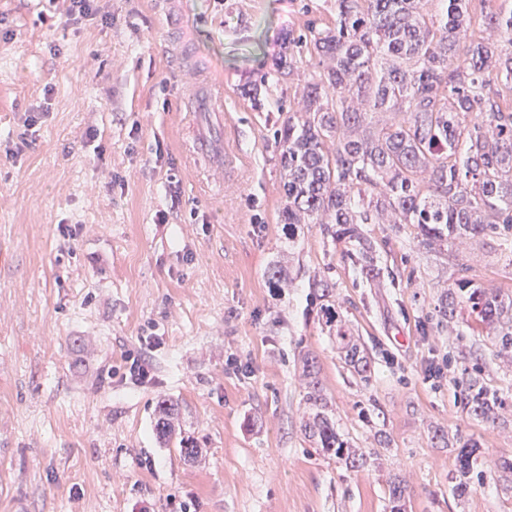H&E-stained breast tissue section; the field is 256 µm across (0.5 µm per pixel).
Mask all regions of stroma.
<instances>
[{"mask_svg": "<svg viewBox=\"0 0 512 512\" xmlns=\"http://www.w3.org/2000/svg\"><path fill=\"white\" fill-rule=\"evenodd\" d=\"M67 6L0 0V512H168L172 498L191 512H391V477L407 488L404 512H512L500 468L512 362L468 315L439 313L463 274L512 296L498 238L435 252L413 225H366L373 286L318 225L293 246L282 234L273 132L298 109L307 65L277 70L288 36L331 23L334 0H97L99 18L76 23ZM202 77L223 84V118L193 110ZM194 130L232 139L235 183L217 185L214 158L190 152ZM23 132L32 146L9 155ZM78 224L67 244L62 226ZM286 249L295 283L283 292L264 271ZM316 271L336 285L368 376L328 333ZM147 341L153 379L139 384L124 356ZM307 354L364 467L305 438ZM232 355L250 372H225ZM443 355L434 387L421 368ZM473 381L501 403L496 421L470 415ZM161 398L204 460L158 439ZM469 441L483 477L459 497Z\"/></svg>", "mask_w": 512, "mask_h": 512, "instance_id": "obj_1", "label": "stroma"}]
</instances>
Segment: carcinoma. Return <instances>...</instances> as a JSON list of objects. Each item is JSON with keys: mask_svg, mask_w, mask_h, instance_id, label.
<instances>
[{"mask_svg": "<svg viewBox=\"0 0 512 512\" xmlns=\"http://www.w3.org/2000/svg\"><path fill=\"white\" fill-rule=\"evenodd\" d=\"M486 15L488 37L468 39L470 0H336L332 25L306 26L288 39L284 62L293 71L295 54L315 60L302 85L303 108L290 112L276 130L285 203L280 221L294 239L303 224H317L324 237L352 246L362 276L380 274L376 249L364 224H415L428 246L439 249L496 234L512 239V111H503L495 82L512 84V3ZM466 66L455 65L460 56ZM473 112L484 120L466 123ZM403 116L374 123L375 115ZM268 282L291 284L283 262L270 264ZM455 287L470 289L464 307L499 350L512 353V297L472 285L460 277ZM321 302L335 283L325 274L310 283ZM325 325L335 329L347 354L359 353L331 305H321ZM309 376L303 422L308 437L350 467L367 455L337 431L314 365ZM469 412L494 419V406L478 384L470 385ZM178 404L162 398L154 409L155 431L169 441L176 432ZM477 446L468 444L456 459L457 490L465 492L474 473ZM392 512H400L406 488L389 480Z\"/></svg>", "mask_w": 512, "mask_h": 512, "instance_id": "1", "label": "carcinoma"}]
</instances>
